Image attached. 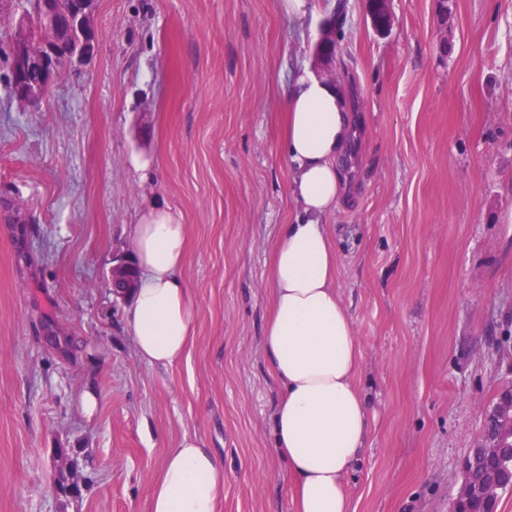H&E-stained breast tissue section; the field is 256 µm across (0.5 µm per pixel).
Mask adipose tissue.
I'll list each match as a JSON object with an SVG mask.
<instances>
[{"label": "adipose tissue", "mask_w": 512, "mask_h": 512, "mask_svg": "<svg viewBox=\"0 0 512 512\" xmlns=\"http://www.w3.org/2000/svg\"><path fill=\"white\" fill-rule=\"evenodd\" d=\"M284 156L299 206L283 225L269 271L264 328L268 366L280 386L273 417L278 455L293 479L294 512H350L346 477L370 430L357 374L362 351L335 285L338 245L325 219L348 190L341 167L353 135L340 84L302 73L283 90ZM138 286L125 316L136 355L167 367L189 352L199 316L179 271L188 226L181 212L152 205L130 231ZM224 466L199 437L183 435L154 481L149 512H219Z\"/></svg>", "instance_id": "adipose-tissue-1"}]
</instances>
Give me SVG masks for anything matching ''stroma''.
Listing matches in <instances>:
<instances>
[{
  "label": "stroma",
  "instance_id": "obj_1",
  "mask_svg": "<svg viewBox=\"0 0 512 512\" xmlns=\"http://www.w3.org/2000/svg\"><path fill=\"white\" fill-rule=\"evenodd\" d=\"M390 7L379 36L363 0L302 20L280 0H98L92 55L39 110L0 86V512H148L186 434L224 462L222 512H292L267 270L298 212L282 89L328 17L357 106L354 192L327 219L371 422L351 512H449L512 381V0ZM157 201L188 226L199 307L167 368L137 358L107 286Z\"/></svg>",
  "mask_w": 512,
  "mask_h": 512
}]
</instances>
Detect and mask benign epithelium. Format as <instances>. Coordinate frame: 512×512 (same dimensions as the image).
I'll use <instances>...</instances> for the list:
<instances>
[{"label": "benign epithelium", "instance_id": "7a95c632", "mask_svg": "<svg viewBox=\"0 0 512 512\" xmlns=\"http://www.w3.org/2000/svg\"><path fill=\"white\" fill-rule=\"evenodd\" d=\"M95 6L96 0H40L37 7H26L22 0H0L1 10L19 15L7 50L10 63L7 84L17 102L35 107L47 97L59 74L60 51H67L69 61L77 63L90 55ZM365 10L375 33L385 35L391 31L394 17L390 0H365ZM335 47L334 31L327 25L317 43L316 62L320 73L331 81L336 80L331 67ZM34 68L45 75V82L29 87L22 85V72ZM108 285L117 300L125 299L136 287V275L131 264L119 255L113 257ZM479 452L496 456L500 450L491 438L482 447L470 449L464 460V482L453 501L451 512H471L468 505L473 499L481 497L491 501L495 496L494 486L478 485L471 478V467Z\"/></svg>", "mask_w": 512, "mask_h": 512}]
</instances>
